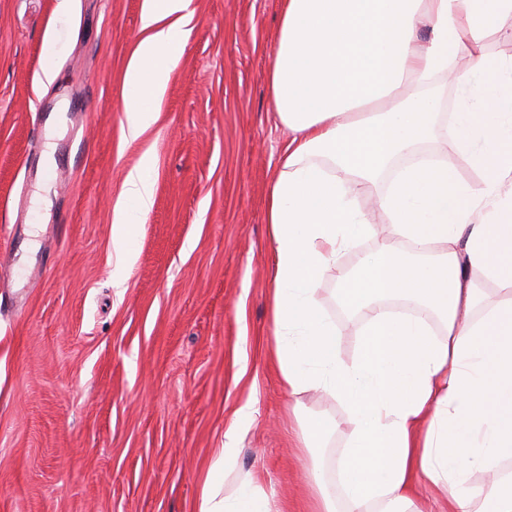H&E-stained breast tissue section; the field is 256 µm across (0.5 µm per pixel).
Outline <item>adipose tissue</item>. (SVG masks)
<instances>
[{"instance_id":"obj_1","label":"adipose tissue","mask_w":512,"mask_h":512,"mask_svg":"<svg viewBox=\"0 0 512 512\" xmlns=\"http://www.w3.org/2000/svg\"><path fill=\"white\" fill-rule=\"evenodd\" d=\"M193 0H144L142 36L125 78V121L138 137L158 119ZM512 19V0H283L268 73L273 108L292 136L267 202L273 253L271 349L289 395L319 391L348 414L336 485L311 468L315 512H422L427 486L448 512H512V61L487 76L481 43ZM428 38H420L419 27ZM461 87L452 138L483 175L472 191L446 158L407 155L435 130L441 79ZM151 155L125 178L113 209L123 284L132 225L153 203ZM388 231L357 205L385 169ZM372 238L349 270L341 254ZM337 271L338 299L362 313L352 364L317 299ZM400 297L412 311H392ZM254 420L240 408L202 483L198 512H282L253 473L232 493L233 444ZM477 471L492 482L474 485Z\"/></svg>"}]
</instances>
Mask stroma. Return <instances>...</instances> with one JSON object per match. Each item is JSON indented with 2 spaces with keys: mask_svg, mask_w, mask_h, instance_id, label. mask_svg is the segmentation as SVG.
I'll return each mask as SVG.
<instances>
[{
  "mask_svg": "<svg viewBox=\"0 0 512 512\" xmlns=\"http://www.w3.org/2000/svg\"><path fill=\"white\" fill-rule=\"evenodd\" d=\"M58 4L0 0V245L16 267L47 264L33 288L0 273V512H196L248 403L239 470L260 475L283 512H314L302 429L336 421L328 480L349 429L330 396L288 395L269 354L266 204L288 142L267 81L281 0H194L158 119L135 139L124 76L143 0ZM37 137L54 153L34 168ZM147 153L153 205L118 287L112 208ZM38 192L33 219L19 220ZM337 286L324 277L317 296L349 364L360 319Z\"/></svg>",
  "mask_w": 512,
  "mask_h": 512,
  "instance_id": "1",
  "label": "stroma"
}]
</instances>
